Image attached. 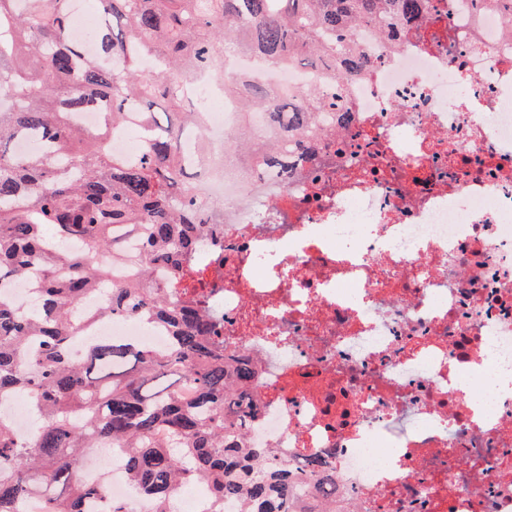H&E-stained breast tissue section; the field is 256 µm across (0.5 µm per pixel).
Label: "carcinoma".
Listing matches in <instances>:
<instances>
[{"instance_id": "cac0c4a2", "label": "carcinoma", "mask_w": 512, "mask_h": 512, "mask_svg": "<svg viewBox=\"0 0 512 512\" xmlns=\"http://www.w3.org/2000/svg\"><path fill=\"white\" fill-rule=\"evenodd\" d=\"M97 54L85 53L70 27V0H0V90L13 106L0 109V287L36 282L37 315L0 297V398L32 392L40 412L34 439L20 441L0 423V512H17L31 492L46 512H86L104 485L76 478L87 448L110 443L125 451L134 485L155 512H171L173 494L188 482L206 486L212 507L239 500L242 512H320L333 476L315 461L293 473L288 463L246 439L254 374L224 357V318L179 299L184 271L221 229L201 213L203 187L188 180L195 161L179 127L194 125L201 103L183 84L220 61L221 53L261 56L273 65L300 64L334 81L370 66L351 50L338 52L332 34L417 16L427 0H98ZM161 60L147 72L143 56ZM243 110L267 112L269 125L304 138L321 134L323 111L336 95L311 87L279 91L263 79L224 78ZM137 111L149 127L139 158L111 155L109 133ZM77 112H100L87 131ZM43 139L48 151L22 155L15 142ZM284 173L288 152L265 156ZM136 277L113 283L98 260L122 258L123 239ZM83 244L79 252L70 242ZM171 279L154 282V272ZM103 296L100 314L139 319L165 330L170 347L146 349L100 340L72 363L67 351L80 326L73 310L88 294Z\"/></svg>"}]
</instances>
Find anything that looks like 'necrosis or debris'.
I'll list each match as a JSON object with an SVG mask.
<instances>
[{
	"label": "necrosis or debris",
	"instance_id": "necrosis-or-debris-1",
	"mask_svg": "<svg viewBox=\"0 0 512 512\" xmlns=\"http://www.w3.org/2000/svg\"><path fill=\"white\" fill-rule=\"evenodd\" d=\"M428 4L395 34L364 24L340 36L374 63L342 82L350 126L313 140L289 177L224 151L244 122L265 138V113L242 111L221 76L186 85L208 103L200 206L219 211L223 233L182 297L219 310L225 354L256 371L251 446L295 469L322 457L336 512H512V392L494 385L512 372V12ZM223 71L283 90L323 83L231 51ZM100 304L78 306L73 362L103 338L168 347L137 319L100 317ZM466 378L480 395L461 390ZM37 412L29 392L0 399L20 438ZM104 473L87 512L112 499L154 512L122 449L83 453L82 481Z\"/></svg>",
	"mask_w": 512,
	"mask_h": 512
}]
</instances>
